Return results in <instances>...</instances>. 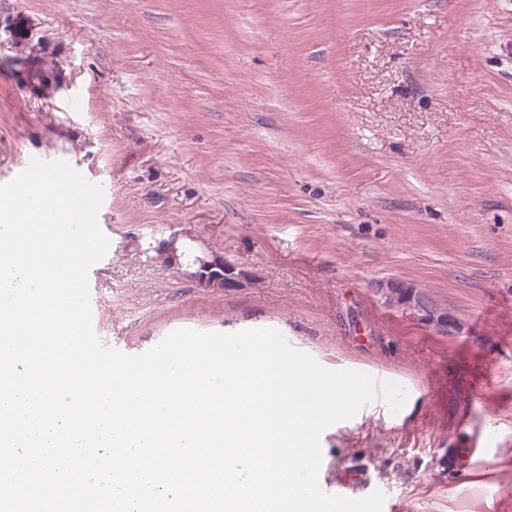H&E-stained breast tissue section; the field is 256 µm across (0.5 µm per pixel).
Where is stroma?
<instances>
[{
  "label": "stroma",
  "mask_w": 512,
  "mask_h": 512,
  "mask_svg": "<svg viewBox=\"0 0 512 512\" xmlns=\"http://www.w3.org/2000/svg\"><path fill=\"white\" fill-rule=\"evenodd\" d=\"M16 18L0 183L39 158L102 186L99 336L274 326L407 392L324 431L337 494L512 512V0H0ZM172 235L247 283L147 254ZM389 278L460 333L384 304ZM199 261L200 268L195 277L200 286L204 288L224 290V288H236L242 282L241 279L244 277V273L239 271L232 263L224 261V258L213 257L207 259L200 257ZM213 270L218 272H212ZM397 288L403 291L406 302L404 305H398L396 307L411 309L423 314L422 308L425 305V301L422 299L415 285L396 279L378 280L372 284L373 292L382 299L393 296V292Z\"/></svg>",
  "instance_id": "obj_1"
}]
</instances>
